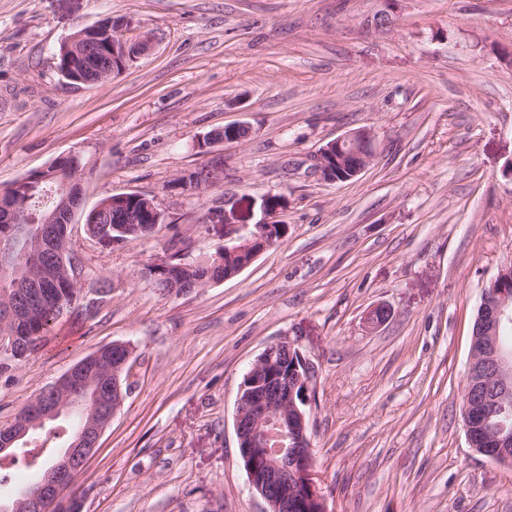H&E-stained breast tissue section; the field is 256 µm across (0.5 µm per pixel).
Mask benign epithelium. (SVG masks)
<instances>
[{
  "mask_svg": "<svg viewBox=\"0 0 512 512\" xmlns=\"http://www.w3.org/2000/svg\"><path fill=\"white\" fill-rule=\"evenodd\" d=\"M128 23L113 20L75 29L61 44L69 54L72 65L87 75L79 78L85 84H103L109 79L104 67L93 69L91 63L100 61L98 51L106 48L112 58L132 62L145 55L151 40L142 35L136 40L125 38L123 30ZM244 124L224 127L222 135L209 134L201 147L218 142H237L244 138ZM374 156L371 132L362 129L341 135L327 142L314 156L313 165L321 173L329 166L336 167L340 180H351L363 173ZM39 181L57 184L54 207L35 209L30 199L18 195L3 200V221L19 225L24 233L33 224L40 225L37 236L26 250L13 261L11 267L1 268L0 276L11 282V288L0 292V309L15 325H24L32 309L47 298L48 289L54 287L53 268H58L79 296L84 288V273L68 269L62 251L55 248L56 238L50 225L70 224L82 199L72 200L70 189H82L91 173L77 154L58 157L49 166L37 171ZM220 179L217 167L197 171L193 180L184 179L180 185L191 191L211 188ZM133 198L142 202L144 212L156 224L164 216L149 197L138 192L112 194L102 198L91 210V219L109 218L112 208ZM280 207L270 199L264 201L268 219L257 226V231L242 233L235 210H224L226 237L235 240L224 245V257L236 261V269L225 279L239 275L263 252L276 244V231L282 226L269 220ZM512 281V266L498 273L483 291L478 324L483 335L472 339V348L465 385V396L478 395L482 372L492 374L497 383L498 398L512 399V354L499 343V331L505 321L512 319V297L501 292L504 284ZM125 349L123 343L107 344L87 355L51 386L53 397L41 394L26 404L15 416L13 429L0 431V453H11L19 446L32 428L44 426L60 418L67 403L74 396L86 402L83 426L69 444L56 451L50 467L44 470L35 488H25L0 509L4 512H61L77 509L81 503L69 495L76 478L83 472L100 447L101 437L121 408L125 399L122 375L127 372L131 353L123 359H112V351ZM287 354L293 365L288 372L279 370L277 355ZM317 372L313 364L301 353L294 342L284 338L262 352L253 362L239 387L234 414V429L240 461L252 488L269 506L267 512H288V508L301 512H325L322 497L313 482L314 466L311 462V441L306 426L307 412L300 409L296 397L304 398V406L311 404L315 392ZM499 457L512 458V434L500 428L489 435Z\"/></svg>",
  "mask_w": 512,
  "mask_h": 512,
  "instance_id": "obj_1",
  "label": "benign epithelium"
}]
</instances>
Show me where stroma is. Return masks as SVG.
Returning a JSON list of instances; mask_svg holds the SVG:
<instances>
[{"label":"stroma","mask_w":512,"mask_h":512,"mask_svg":"<svg viewBox=\"0 0 512 512\" xmlns=\"http://www.w3.org/2000/svg\"><path fill=\"white\" fill-rule=\"evenodd\" d=\"M107 17L151 33V52L101 85L63 78L61 42ZM232 123L249 136L201 147ZM362 128L363 173L310 170ZM70 152L93 174L83 210L137 191L165 215L112 243L75 218L72 247L109 295L0 376L1 426L92 351L129 346L130 389L76 481L82 512H266L234 411L284 337L317 371L327 512H512V468L471 448L462 417L476 311L512 265V0H0V185ZM214 164L210 189L177 187ZM274 194L285 235L237 277L174 297L143 276L213 258L225 209L251 227Z\"/></svg>","instance_id":"35a3bbf8"}]
</instances>
